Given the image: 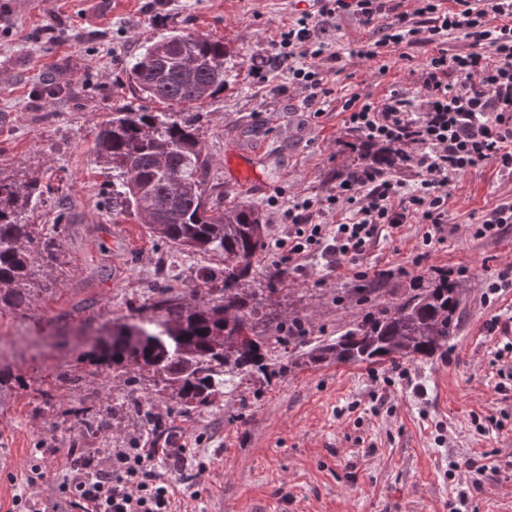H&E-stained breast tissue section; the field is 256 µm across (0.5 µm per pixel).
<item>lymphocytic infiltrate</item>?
I'll return each instance as SVG.
<instances>
[{"mask_svg":"<svg viewBox=\"0 0 512 512\" xmlns=\"http://www.w3.org/2000/svg\"><path fill=\"white\" fill-rule=\"evenodd\" d=\"M314 11L283 25L274 40L271 63L288 82L306 89L309 111L321 112L331 95L324 60L335 59L319 37L336 15L351 13L367 26L379 25V39L357 46L356 55L384 61L410 48L431 46L420 72L419 100L390 90L381 102L353 94L343 110L348 129L365 141L396 149L391 169L355 166L338 178L325 201L295 197L281 202L285 223L297 237L287 250L296 259L306 249L356 261L383 229L422 224L424 244L444 241L448 187L488 163L512 169V0H414L398 10L388 0H314ZM460 34L470 49L448 53L449 35ZM415 172V181L394 170ZM347 211L346 221L320 224L325 211ZM181 463L179 449L110 448L100 457L82 449L69 453L65 486L72 512H175L173 481L158 462Z\"/></svg>","mask_w":512,"mask_h":512,"instance_id":"lymphocytic-infiltrate-1","label":"lymphocytic infiltrate"}]
</instances>
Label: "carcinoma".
I'll return each mask as SVG.
<instances>
[{"label": "carcinoma", "instance_id": "1", "mask_svg": "<svg viewBox=\"0 0 512 512\" xmlns=\"http://www.w3.org/2000/svg\"><path fill=\"white\" fill-rule=\"evenodd\" d=\"M192 57V71L181 58ZM127 79L139 96L167 105L165 112H149L122 105L112 112L101 131L95 152L112 169L108 205L112 213L129 212L142 218L159 239L187 251L224 257V267L212 270L206 283L221 284L220 302L183 303L158 289V297L135 309L126 339L105 345L99 365L125 377L127 393L118 408L98 410L74 406L61 413L85 428L90 436L112 426L116 411L135 413L159 437L169 427L147 406L136 384L151 378L156 392L175 399L172 411L188 414L213 405L224 385L241 375L259 373L269 378L276 363L265 350L255 315L264 289L256 282L255 263L262 253L264 233L259 210L251 205L224 207V195L206 188L210 158L199 134V116L192 105L224 90V43L201 33H171L145 46L129 63ZM391 146L366 150L368 164L389 163ZM179 174L185 189L172 192L170 175ZM40 184L18 185L0 179V307L23 309L31 304L38 286L61 253L57 227L40 233L26 222ZM461 283L446 275L413 288L401 301L383 305L346 331L336 341L316 349L323 361L378 362L397 357H432L448 347L457 327Z\"/></svg>", "mask_w": 512, "mask_h": 512}]
</instances>
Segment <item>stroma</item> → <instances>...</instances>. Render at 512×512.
<instances>
[{
    "mask_svg": "<svg viewBox=\"0 0 512 512\" xmlns=\"http://www.w3.org/2000/svg\"><path fill=\"white\" fill-rule=\"evenodd\" d=\"M311 8L310 0H0V178L37 181L29 223L49 229L60 210L70 222L62 256L29 308L0 309V512L35 494L68 512L60 486L67 451L131 448L146 436L135 416L88 437L54 427L59 410L82 400L105 406L127 387L85 357L88 331L130 315L155 290L207 300L203 274L220 266L213 253L191 254L149 235L134 216L104 207L112 172L94 146L113 108L151 112L163 103L140 98L125 64L163 33H203L223 40L232 73L223 92L196 104L211 164L208 186L225 205L262 215L265 292L259 329L281 374L243 377L214 406L187 416L142 389L169 426L171 447L187 462L173 473L177 512H449L458 492L467 512H512V225L488 240L473 234L480 216L512 200V171L491 164L448 188L444 243L423 249L424 227L406 224L374 240L357 261L324 250L288 263L276 246L288 227L276 196L325 198L359 158L344 124L351 94L378 101L393 88L416 97L430 46L412 61L390 56L387 71L358 59L356 44L376 29L344 14L321 37L340 57L329 63L334 99L316 114L282 71L258 87L252 64L272 54L277 30ZM463 285L461 314L445 353L378 363L314 362L310 352L353 328L381 304L395 303L437 273ZM500 285L490 293L491 282ZM55 406L36 408V388ZM54 448L45 477L27 485L31 451Z\"/></svg>",
    "mask_w": 512,
    "mask_h": 512,
    "instance_id": "stroma-1",
    "label": "stroma"
}]
</instances>
